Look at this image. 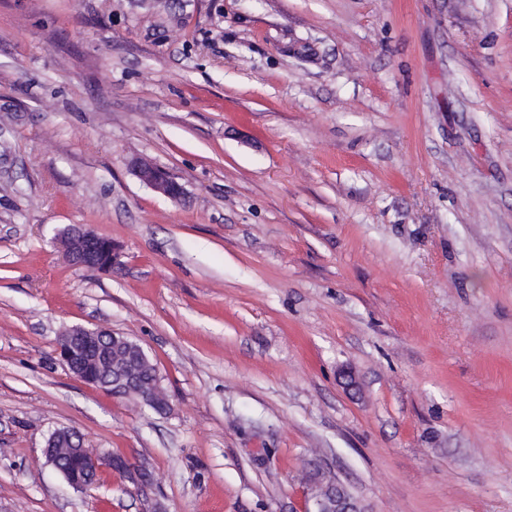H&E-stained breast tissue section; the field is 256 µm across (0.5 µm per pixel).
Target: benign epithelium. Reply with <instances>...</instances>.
<instances>
[{"instance_id": "1", "label": "benign epithelium", "mask_w": 512, "mask_h": 512, "mask_svg": "<svg viewBox=\"0 0 512 512\" xmlns=\"http://www.w3.org/2000/svg\"><path fill=\"white\" fill-rule=\"evenodd\" d=\"M135 175L154 191L177 200L182 186L169 174L150 163L135 166ZM69 264L78 268L110 270L118 264L119 252L111 239L81 224L65 229L58 237ZM59 355L69 371L84 383L114 395H137L157 410L167 401L159 389L155 366L144 349L125 336L106 329L89 330L73 326L59 339ZM46 463L57 470L72 487L86 489L97 483L104 468L114 470L137 492L150 485L153 477L118 456L89 451L82 436L73 429L53 431L44 448ZM311 512H366L357 500L344 494L331 481L314 496Z\"/></svg>"}]
</instances>
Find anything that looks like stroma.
I'll return each instance as SVG.
<instances>
[{
	"label": "stroma",
	"instance_id": "stroma-1",
	"mask_svg": "<svg viewBox=\"0 0 512 512\" xmlns=\"http://www.w3.org/2000/svg\"><path fill=\"white\" fill-rule=\"evenodd\" d=\"M73 326L167 408L74 377ZM63 427L148 494L70 487ZM312 472L512 512V0H0V512H309ZM135 175L154 191L177 200L183 195L182 186L169 174L150 163H139L135 166ZM58 241L73 267L112 270L118 264L119 252L112 239L98 235L84 225H71ZM58 345L62 362L87 385L113 395H137L157 410L166 406L156 368L138 343L106 329L73 326Z\"/></svg>",
	"mask_w": 512,
	"mask_h": 512
}]
</instances>
